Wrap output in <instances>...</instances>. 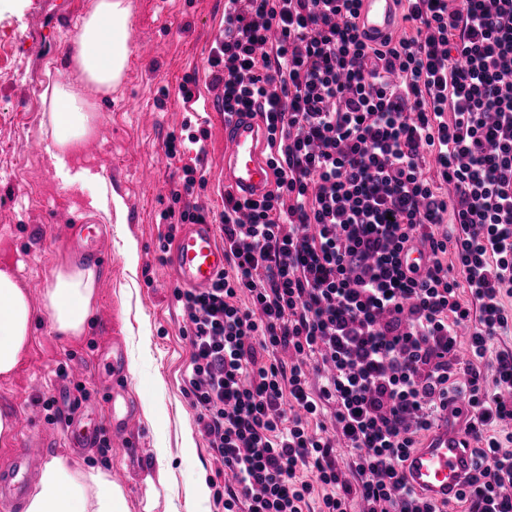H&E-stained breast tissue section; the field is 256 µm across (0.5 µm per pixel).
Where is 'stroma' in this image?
<instances>
[{
  "mask_svg": "<svg viewBox=\"0 0 512 512\" xmlns=\"http://www.w3.org/2000/svg\"><path fill=\"white\" fill-rule=\"evenodd\" d=\"M96 3L9 0L0 10V267H10L37 304L52 270L81 259L68 240L71 223L89 225L106 239L86 334L77 340L58 336L47 315L36 311L21 363L14 375L0 378V407L28 416L30 424L14 441L0 444V470L23 448L40 465L60 456L76 469L123 472L129 512H224V470L198 432L184 382L191 345L164 257L169 226L161 218L166 210H180L171 192L180 188L187 166L204 177L194 199L216 214L224 208L218 184L224 123L206 89L207 58L224 25V0H133L124 79L112 92L82 87L99 116L97 129L80 156L57 166L49 153L46 74L78 82L75 37ZM189 74L196 75L204 99L192 119L179 94ZM187 119L207 129L206 155L187 142L176 158H167L169 135ZM35 141L43 151L31 150ZM111 194L121 197L123 217L97 210V202ZM132 243L138 254L133 270L124 258ZM115 340L136 361L125 381L135 421L118 436L106 426L112 378L96 358ZM61 386L76 405L94 410L102 427L101 443L81 454L69 449L64 420H48L42 406ZM201 480L210 494L196 501L189 492Z\"/></svg>",
  "mask_w": 512,
  "mask_h": 512,
  "instance_id": "35a3bbf8",
  "label": "stroma"
}]
</instances>
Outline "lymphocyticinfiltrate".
Instances as JSON below:
<instances>
[{
  "label": "lymphocytic infiltrate",
  "instance_id": "1",
  "mask_svg": "<svg viewBox=\"0 0 512 512\" xmlns=\"http://www.w3.org/2000/svg\"><path fill=\"white\" fill-rule=\"evenodd\" d=\"M360 6L224 0L210 83L225 111H260L275 188L225 198L227 268L174 291L187 393L232 474L224 512H442L401 470L452 386L476 443L455 499L512 512V351L490 349L512 334V0H404L413 33L374 44ZM415 245L425 269L402 266Z\"/></svg>",
  "mask_w": 512,
  "mask_h": 512
}]
</instances>
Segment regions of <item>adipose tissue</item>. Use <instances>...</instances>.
<instances>
[{"mask_svg":"<svg viewBox=\"0 0 512 512\" xmlns=\"http://www.w3.org/2000/svg\"><path fill=\"white\" fill-rule=\"evenodd\" d=\"M133 15L131 0H97L76 37L74 64L84 79L100 89L117 87L127 66ZM49 123L57 152L79 147L93 134L96 115L70 85L54 80L49 86ZM99 270L93 263H68L55 268L33 306L9 269H0V377H10L27 350L36 310L47 314L52 331L76 339L87 329L97 297ZM24 512H127L124 489L99 468L73 469L65 458L44 463Z\"/></svg>","mask_w":512,"mask_h":512,"instance_id":"adipose-tissue-1","label":"adipose tissue"}]
</instances>
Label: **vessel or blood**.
Listing matches in <instances>:
<instances>
[{
  "label": "vessel or blood",
  "mask_w": 512,
  "mask_h": 512,
  "mask_svg": "<svg viewBox=\"0 0 512 512\" xmlns=\"http://www.w3.org/2000/svg\"><path fill=\"white\" fill-rule=\"evenodd\" d=\"M396 19V0H363L361 27L375 40L391 35ZM266 126L259 115L240 112L224 119L223 176L220 189L240 201H257L274 188V174L265 156ZM176 280L181 287L203 290L211 287L227 264L224 246L213 224H187L178 234L171 253ZM102 363L113 382H121L127 368L123 347L101 352ZM465 411H444L437 427L404 464L409 488L441 501L463 485L469 454L465 448ZM96 429L74 418L67 441L74 452L94 447ZM32 480L28 452L18 450L10 468L0 472V507L9 508L24 498Z\"/></svg>",
  "instance_id": "vessel-or-blood-1"
}]
</instances>
